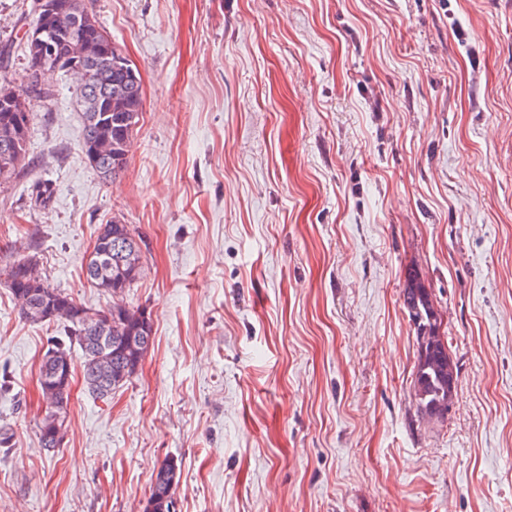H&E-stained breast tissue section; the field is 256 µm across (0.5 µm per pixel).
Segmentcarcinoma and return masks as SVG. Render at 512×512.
<instances>
[{"label":"carcinoma","instance_id":"1","mask_svg":"<svg viewBox=\"0 0 512 512\" xmlns=\"http://www.w3.org/2000/svg\"><path fill=\"white\" fill-rule=\"evenodd\" d=\"M56 39L59 72H69L68 64L76 55L70 16L59 14L50 21ZM103 28L95 16L88 19L83 38L92 48L109 47L102 39ZM29 64L30 85H40L45 62L40 44L23 38ZM131 64L117 48H112V64L97 71L87 86L75 89L83 115L80 146L91 168L103 178H114L127 165L130 140L143 110L141 78L129 75ZM115 85L124 87L120 96L110 94ZM30 117L17 119L0 105V175L15 179L25 165L29 138ZM96 138L107 141L98 161L87 155V145ZM33 204L48 207L54 197L53 184L38 180L32 188ZM99 252L89 256L84 269L87 279L104 294L111 304L105 310H92L79 303L71 294L49 286L37 271L34 257L27 256L4 273L6 287L20 304L22 318L33 324L60 322L64 337L53 340L39 370V387L45 416L39 426L41 447L55 448L59 440L49 430L56 421L65 422L67 389L57 385L60 372L72 370L71 346L83 353V381L87 392L105 400L112 391L124 386L136 374L153 343V325L144 311L132 308L125 297L140 277L143 256L140 241L130 225L113 219L101 225L96 238ZM417 276L409 273L403 288V305L413 322L416 334L426 335L437 324V313L429 291L414 286ZM435 350L427 355L417 350L414 372L416 395L424 411L448 398V382L440 379ZM180 474L177 463L167 460L157 469L150 485L144 512H175L174 490Z\"/></svg>","mask_w":512,"mask_h":512}]
</instances>
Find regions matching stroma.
<instances>
[{
    "label": "stroma",
    "instance_id": "stroma-1",
    "mask_svg": "<svg viewBox=\"0 0 512 512\" xmlns=\"http://www.w3.org/2000/svg\"><path fill=\"white\" fill-rule=\"evenodd\" d=\"M136 66L125 170L80 148L68 76L30 100L0 188V269L33 255L84 306L101 224L140 236L126 301L153 323L107 400L74 376L39 444L57 324L0 285V512H142L177 460L176 512H512V0H86ZM31 0H0L24 85ZM52 180L49 208L28 207ZM457 372L422 414L408 271Z\"/></svg>",
    "mask_w": 512,
    "mask_h": 512
}]
</instances>
